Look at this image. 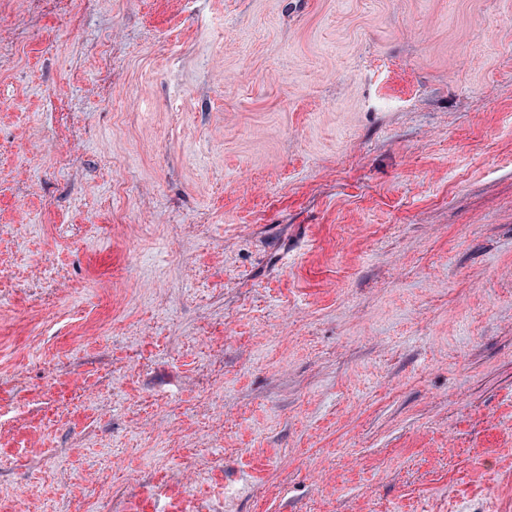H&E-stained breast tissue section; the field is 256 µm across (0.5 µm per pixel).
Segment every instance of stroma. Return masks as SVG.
Listing matches in <instances>:
<instances>
[{"label": "stroma", "mask_w": 512, "mask_h": 512, "mask_svg": "<svg viewBox=\"0 0 512 512\" xmlns=\"http://www.w3.org/2000/svg\"><path fill=\"white\" fill-rule=\"evenodd\" d=\"M0 46V512H512V0Z\"/></svg>", "instance_id": "1"}]
</instances>
